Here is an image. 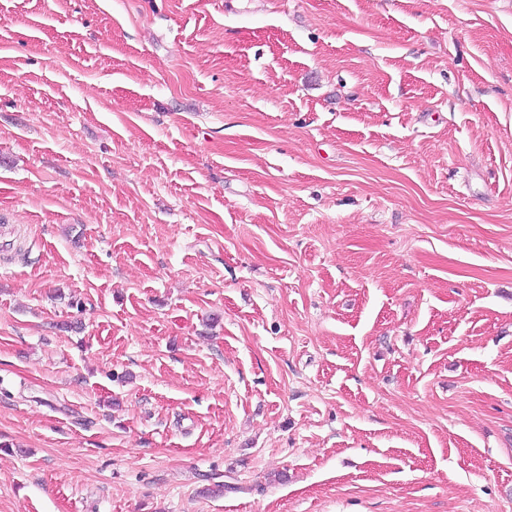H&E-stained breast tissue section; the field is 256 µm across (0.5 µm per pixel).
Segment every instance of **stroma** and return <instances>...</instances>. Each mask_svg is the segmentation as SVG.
<instances>
[{
  "label": "stroma",
  "mask_w": 512,
  "mask_h": 512,
  "mask_svg": "<svg viewBox=\"0 0 512 512\" xmlns=\"http://www.w3.org/2000/svg\"><path fill=\"white\" fill-rule=\"evenodd\" d=\"M0 512H512V0H0Z\"/></svg>",
  "instance_id": "35a3bbf8"
}]
</instances>
